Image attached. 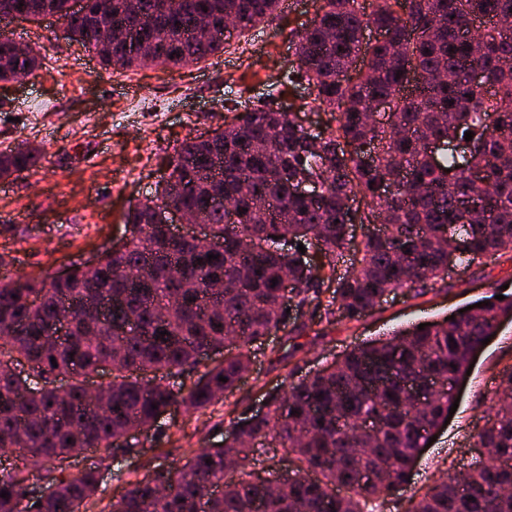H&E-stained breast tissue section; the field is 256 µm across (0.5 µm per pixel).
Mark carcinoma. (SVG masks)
<instances>
[{
	"label": "carcinoma",
	"instance_id": "obj_1",
	"mask_svg": "<svg viewBox=\"0 0 512 512\" xmlns=\"http://www.w3.org/2000/svg\"><path fill=\"white\" fill-rule=\"evenodd\" d=\"M280 0H0V15L36 23L54 16L67 38L115 70L177 67L224 50V38L196 29L238 22L243 35ZM512 0H320L312 21L293 36L290 82L306 84L314 108L336 125L310 135L291 112L255 105L213 135L184 140L155 195L128 216V243L108 250L95 271L65 279L26 276L0 285V448L21 462L0 469V512H87L96 504L100 463L68 477L77 448L108 450L130 432L166 434L178 407L203 415L231 392L250 348L287 324L281 288L296 285L295 306L310 325L357 321L379 299L424 295L448 277V252L468 265L512 253ZM103 26L138 33L142 54L125 43H99ZM381 34L365 40V29ZM479 38L481 54L466 35ZM15 46L0 40V82L14 79ZM367 66L359 71L358 63ZM480 66L484 85L469 71ZM389 100L388 119L365 120ZM471 150H458L465 132ZM442 144L434 153L428 142ZM36 148L0 152V177L37 167ZM483 175L479 191L473 175ZM318 182L313 199L302 185ZM239 199L233 218L214 191ZM176 205L196 214L218 258L191 239L172 243L165 223ZM364 229L357 267L340 274L350 227ZM458 226L448 240V225ZM288 239V245L277 237ZM318 248L314 264L298 251ZM224 282L211 292L210 282ZM109 305L97 320L86 306ZM450 320L414 325L354 348L273 398L268 412L233 424L234 441L191 448L172 469L149 470L101 512H384L405 488L421 448L448 417L452 384L468 370L482 340L512 323V300H497ZM72 308L70 332L57 335L59 306ZM167 334H162V331ZM235 349L192 375L212 349ZM56 363H51V360ZM113 375L95 405L85 379ZM191 375L174 389L140 375ZM66 375V386H50ZM227 378L222 382L219 377ZM157 408H151V405ZM272 440L293 466L277 492L255 469ZM477 447L490 460L473 467L467 486L455 475L413 492L408 512H512V405L485 419ZM211 463H206V460ZM40 484L44 492L29 496Z\"/></svg>",
	"mask_w": 512,
	"mask_h": 512
}]
</instances>
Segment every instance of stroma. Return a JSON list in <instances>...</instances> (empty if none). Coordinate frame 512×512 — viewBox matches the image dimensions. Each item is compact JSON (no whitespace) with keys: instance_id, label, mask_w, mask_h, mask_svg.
Instances as JSON below:
<instances>
[{"instance_id":"stroma-1","label":"stroma","mask_w":512,"mask_h":512,"mask_svg":"<svg viewBox=\"0 0 512 512\" xmlns=\"http://www.w3.org/2000/svg\"><path fill=\"white\" fill-rule=\"evenodd\" d=\"M313 13V0H287L248 35L227 37L221 54L183 67L120 73L63 38L53 17L12 25L15 39L39 50L44 66L0 86V151L22 144L41 151L38 168L0 177V255L8 270L48 280L110 249L124 238L129 212L167 179L175 148L186 138L207 137L244 108L266 102L296 113L303 126L324 125L326 114L302 107L288 82L293 33ZM500 292L512 296V261L488 257L457 269L425 296L392 295L359 320L279 331L253 348L236 388L206 414L176 409L166 418L165 437L141 435L129 449L85 452L72 458L67 473L101 463L99 497L110 501L143 475L144 465L168 469L182 462L185 449L224 442L234 421L326 361ZM511 363L512 324L506 323L456 385L458 408L418 456L410 490L488 461L476 434L501 401L496 375ZM410 490L391 496L387 512H406Z\"/></svg>"}]
</instances>
